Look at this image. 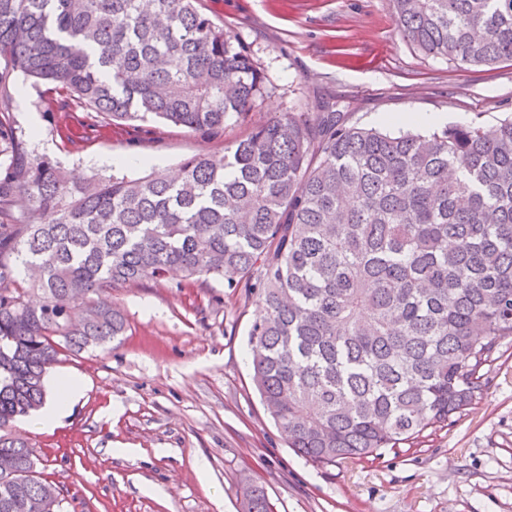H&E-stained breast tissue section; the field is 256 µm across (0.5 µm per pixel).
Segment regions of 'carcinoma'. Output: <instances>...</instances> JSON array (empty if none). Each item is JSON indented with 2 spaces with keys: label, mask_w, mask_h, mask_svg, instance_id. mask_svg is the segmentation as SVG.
<instances>
[{
  "label": "carcinoma",
  "mask_w": 512,
  "mask_h": 512,
  "mask_svg": "<svg viewBox=\"0 0 512 512\" xmlns=\"http://www.w3.org/2000/svg\"><path fill=\"white\" fill-rule=\"evenodd\" d=\"M402 36L459 66L512 61V0H392ZM53 85L114 122L224 131L265 77L200 0H0V84ZM173 274L255 298L252 383L316 466L415 452L482 399L512 342V116L393 134L298 102L179 172L82 180L0 110V512H63L12 423L61 352L126 319L99 296ZM243 512H273L242 488Z\"/></svg>",
  "instance_id": "1"
}]
</instances>
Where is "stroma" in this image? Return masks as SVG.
<instances>
[{"instance_id":"obj_1","label":"stroma","mask_w":512,"mask_h":512,"mask_svg":"<svg viewBox=\"0 0 512 512\" xmlns=\"http://www.w3.org/2000/svg\"><path fill=\"white\" fill-rule=\"evenodd\" d=\"M250 47L269 95L254 121L295 101H336L351 122L439 112L449 123L512 114V62L460 67L418 52L391 0H203ZM45 112L14 101L38 153L85 177L134 179L197 153L223 154L248 124L229 118L205 140L164 122L133 127L49 86ZM127 331L111 349L64 353L46 382L81 395L52 430L33 417L13 431L37 448L45 477L68 490L66 512H242L240 488L261 483L273 512H512V344L485 370L483 398L415 454L313 467L297 456L251 383L253 300L208 280L146 281L113 290Z\"/></svg>"}]
</instances>
